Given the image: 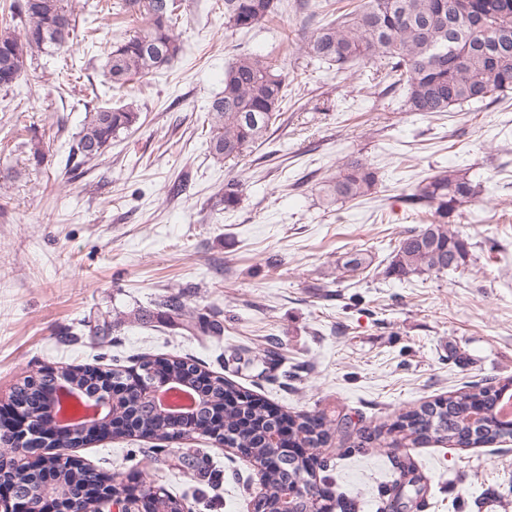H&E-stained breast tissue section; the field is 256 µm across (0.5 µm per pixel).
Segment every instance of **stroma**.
I'll list each match as a JSON object with an SVG mask.
<instances>
[{
  "mask_svg": "<svg viewBox=\"0 0 512 512\" xmlns=\"http://www.w3.org/2000/svg\"><path fill=\"white\" fill-rule=\"evenodd\" d=\"M315 2L280 0L273 23L233 32L224 0H180L178 60L111 90L107 53L142 23L72 0L69 51L36 55L15 89L0 91L1 402L44 366L128 369L145 355H177L274 407L326 412L353 434L469 383L512 380V92L432 116L405 111L402 91L374 93L363 67L340 73L307 55L304 43L337 6ZM241 52L277 58L291 84L267 141L220 162L207 148V108ZM100 106L133 107L140 121L70 171L85 114ZM348 158L376 168L377 191L326 205L321 185ZM448 168L482 186L479 202L448 219L473 261L385 277L399 238L423 222L405 194ZM232 178L245 191L228 211L221 194ZM181 179L185 191L172 195ZM354 252L374 267L344 271ZM172 295L223 322V335H185L162 305ZM105 321L108 333L94 335ZM346 436L322 449L326 475L356 512H379L398 451L380 434L379 447L351 453ZM74 454L115 483L184 498L188 512H252L261 491L246 458L204 436L167 452L109 438ZM410 454L426 485L417 512H512V441ZM201 457L209 473L191 467Z\"/></svg>",
  "mask_w": 512,
  "mask_h": 512,
  "instance_id": "35a3bbf8",
  "label": "stroma"
}]
</instances>
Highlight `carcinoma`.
<instances>
[{
  "mask_svg": "<svg viewBox=\"0 0 512 512\" xmlns=\"http://www.w3.org/2000/svg\"><path fill=\"white\" fill-rule=\"evenodd\" d=\"M175 0H115L108 10L115 16L136 17L144 28L112 45L105 65L106 82L121 87L132 78L171 67L182 52L175 37L178 20ZM274 0H224V25L249 31L264 24L274 13ZM75 32L66 0H12L0 16V90L14 88L27 59L49 48L68 46ZM306 52L336 66V72L360 63L373 71V87L384 92L404 90L407 112L437 114L471 103L490 104L512 90V0H364V3L320 25L307 42ZM288 86L287 75L272 58L253 53L238 55L224 70V90L208 106L211 119L209 153L218 160L236 159L262 144L282 115L281 104ZM140 120L131 107H100L86 113L73 155L90 161L103 155L112 139ZM378 172L360 159H346L336 174L325 181L321 192L328 202L355 200L375 193ZM243 184L230 179L224 184L221 202L231 211L241 202ZM480 184L461 170H443L419 182L406 200L426 210L432 221L411 229L399 239L384 275L399 280L414 275L439 274L468 266L470 244L450 230L448 217L461 205L475 201ZM177 325L188 336H221L224 325L205 322L185 310L177 296L163 301ZM163 364V375L191 388L208 380L203 409L195 412L190 429L149 409L145 403L118 394L116 419L121 438L150 439L167 443L191 431L216 437L229 448H238L260 467L265 494L253 502V512H280L282 494L291 486L304 489L317 483V471L327 461L314 453L331 436L326 415L269 412L268 404L241 390L232 381L214 375L189 357L141 359L138 369ZM82 399L112 380V385L134 383L133 374L98 367L65 368ZM56 375L47 371L26 377L11 398L23 407L32 423H50L48 399ZM500 389L472 383L439 398L406 409L377 434H396L391 447L406 448L429 441L458 448L502 443L512 439V421L494 413ZM288 419V442L312 452L288 460L275 454L270 437L279 420ZM398 471L391 489L416 485L422 477L410 455L393 457ZM45 469L69 486L77 504L97 512L95 486L100 474L84 464L59 465L45 460ZM324 504L319 512H352L354 503L331 484L320 488ZM152 512H185L182 501L168 494L155 498Z\"/></svg>",
  "mask_w": 512,
  "mask_h": 512,
  "instance_id": "1",
  "label": "carcinoma"
}]
</instances>
